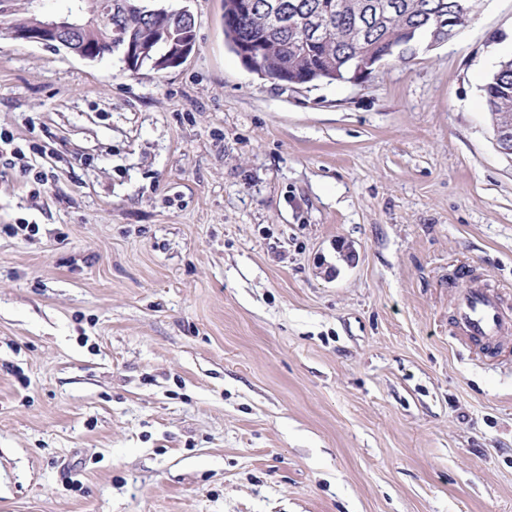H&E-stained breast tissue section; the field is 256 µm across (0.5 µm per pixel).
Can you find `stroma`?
<instances>
[{
    "mask_svg": "<svg viewBox=\"0 0 512 512\" xmlns=\"http://www.w3.org/2000/svg\"><path fill=\"white\" fill-rule=\"evenodd\" d=\"M187 9L180 65L0 36V512H512V0L364 83L292 89ZM41 180H34V173ZM482 103L498 129L512 133V58L502 59L481 88ZM496 129L498 140L509 137ZM458 279H462L463 284L454 298L455 328L472 344L489 347L512 329L502 298L463 270Z\"/></svg>",
    "mask_w": 512,
    "mask_h": 512,
    "instance_id": "35a3bbf8",
    "label": "stroma"
}]
</instances>
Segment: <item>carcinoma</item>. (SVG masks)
<instances>
[{"instance_id": "cac0c4a2", "label": "carcinoma", "mask_w": 512, "mask_h": 512, "mask_svg": "<svg viewBox=\"0 0 512 512\" xmlns=\"http://www.w3.org/2000/svg\"><path fill=\"white\" fill-rule=\"evenodd\" d=\"M381 0H280V14L267 9L269 0H256L255 9L237 13L234 0H224V35L233 51L249 43L260 52V64L251 68L262 78L301 81L306 85L332 84L349 79L362 51L376 49L401 54V44L426 39L432 29L462 7L470 17L476 0H387L383 12ZM322 13L327 18V33L310 48L301 44L303 33L293 20ZM30 0H0V31L25 27L32 22ZM188 24L182 17L149 14L136 9V0L112 11V26L135 35L147 31L157 36L151 51L139 67L153 66L164 52L166 38L175 37ZM110 26V27H112ZM79 33L62 48L71 50L85 39L97 41L110 31ZM482 103L499 129L512 133V58L502 59L481 88Z\"/></svg>"}]
</instances>
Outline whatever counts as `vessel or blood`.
<instances>
[{
	"mask_svg": "<svg viewBox=\"0 0 512 512\" xmlns=\"http://www.w3.org/2000/svg\"><path fill=\"white\" fill-rule=\"evenodd\" d=\"M454 325L460 336L478 346H490L512 332L498 292L474 279H464L454 298Z\"/></svg>",
	"mask_w": 512,
	"mask_h": 512,
	"instance_id": "obj_1",
	"label": "vessel or blood"
}]
</instances>
